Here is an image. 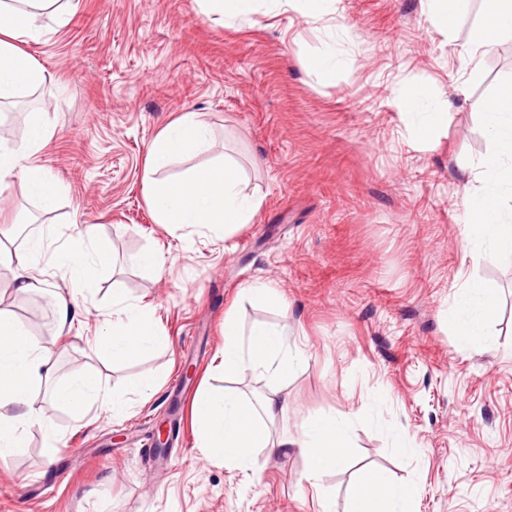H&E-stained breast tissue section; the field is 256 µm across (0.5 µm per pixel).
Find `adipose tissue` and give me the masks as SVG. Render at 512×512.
<instances>
[{"label":"adipose tissue","instance_id":"1","mask_svg":"<svg viewBox=\"0 0 512 512\" xmlns=\"http://www.w3.org/2000/svg\"><path fill=\"white\" fill-rule=\"evenodd\" d=\"M72 8L71 0H0L1 101L21 98L47 81L45 70L23 44L42 36L37 17L49 16L62 26ZM507 37L512 38V0H484L483 19L462 44L461 53L477 60ZM481 121L495 150L475 163L478 186L464 196L466 241L475 246L511 250L512 210L503 207L504 198L512 196L511 80L499 85L482 112ZM53 133L52 126L35 113L30 117L23 144L0 142V183L19 177L22 194L36 200L46 213L53 210L62 193L61 184L37 163ZM210 147L211 132L193 112L167 124L153 139L145 164L144 186L156 223L214 226L230 234L250 223L260 209L261 198L244 193L239 169L229 159L215 166L189 169L174 181L162 177V170L174 160L206 152ZM45 252V239L41 236L30 239L23 251H0V264L10 270L18 292H38L49 286L42 264ZM57 263L64 271L65 285L54 290V313L57 333L63 336L74 326L79 296L90 290L95 273L112 268L114 256L95 226L88 225L74 247L58 254ZM496 304L494 289L478 280L466 284L459 309L448 320L463 348L484 349L480 331L494 315ZM287 334V328L262 322L246 331L235 316L225 317L221 353L225 375L249 368L277 380L286 379L299 363L287 347ZM165 340L149 306L128 302L116 293L112 296V311L104 320L103 330L95 336L94 345L108 357L123 360L151 351ZM54 364L51 348L41 345L14 315L0 311V458L23 448L32 427L52 432V425L45 422L36 401ZM51 396L78 415L92 400L100 402L113 417L121 418L128 412L127 401L105 391L99 377L87 371L76 372L56 384ZM287 407V402L274 391L252 401L235 391L199 393L194 418L203 455L251 469L257 452L270 457L296 448L305 459L303 480L321 488L324 477L344 461L351 443L352 418L347 414L324 415L307 421L297 437H273L272 427ZM414 494L412 487L368 469L351 486L346 512H411Z\"/></svg>","mask_w":512,"mask_h":512}]
</instances>
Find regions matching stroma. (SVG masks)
I'll list each match as a JSON object with an SVG mask.
<instances>
[{
	"label": "stroma",
	"mask_w": 512,
	"mask_h": 512,
	"mask_svg": "<svg viewBox=\"0 0 512 512\" xmlns=\"http://www.w3.org/2000/svg\"><path fill=\"white\" fill-rule=\"evenodd\" d=\"M483 8L466 0L452 37L425 21L421 0H336L317 22L288 0H259L251 17L226 21L198 0H78L64 26L39 18L46 34L24 49L52 80L0 114L14 118V145L30 113L54 127L39 163L65 190L47 217L18 183L1 191L4 245L20 251L43 235L62 251L93 224L116 266L63 337L52 292H16L0 269V309L56 352L40 407L58 432L52 442L32 428L25 448L0 458V512H343L365 464L414 487L412 512H512V253L466 248L462 236L475 183L465 164L493 150L480 114L512 80V39L476 67L459 52ZM324 42L342 61L330 72L308 65ZM415 86L449 106L446 125L423 138L400 108ZM185 112L210 127L212 147L167 175L226 154L244 192L263 200L231 236L155 223L145 201L149 144ZM147 251L164 253L163 272L139 265ZM471 279L499 293L483 351L460 349L448 326ZM256 281L272 283L284 307L242 297ZM116 292L150 305L167 346L124 361L91 348ZM230 312L246 329L287 326L301 365L278 382L249 369L225 380ZM83 368L130 397L125 417L95 403L78 418L52 400L53 384ZM153 378L157 392L134 393ZM227 386L251 399L278 389L288 410L277 434L354 414L352 453L325 476L324 494L302 480L295 448L259 456L257 478L206 459L190 399L167 460L154 459L180 389ZM399 433L415 453L396 450Z\"/></svg>",
	"instance_id": "obj_1"
}]
</instances>
